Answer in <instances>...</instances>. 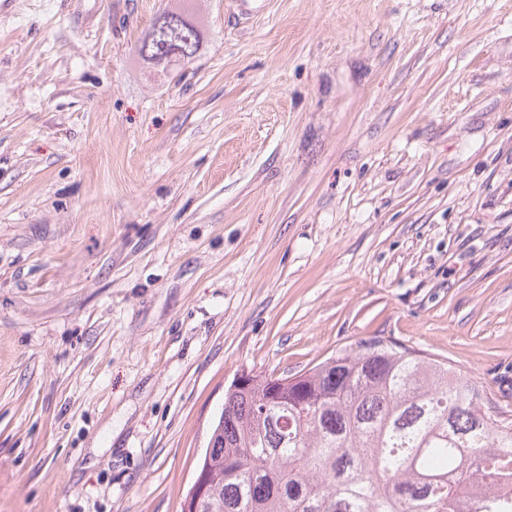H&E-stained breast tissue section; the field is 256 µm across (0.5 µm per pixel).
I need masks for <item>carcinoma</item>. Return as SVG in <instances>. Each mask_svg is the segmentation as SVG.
<instances>
[{
    "label": "carcinoma",
    "instance_id": "1",
    "mask_svg": "<svg viewBox=\"0 0 512 512\" xmlns=\"http://www.w3.org/2000/svg\"><path fill=\"white\" fill-rule=\"evenodd\" d=\"M194 0L160 13L137 44L170 72L198 54ZM446 363L374 338L301 374H249L224 396L187 512H465L488 474L510 488L480 512H512V421Z\"/></svg>",
    "mask_w": 512,
    "mask_h": 512
}]
</instances>
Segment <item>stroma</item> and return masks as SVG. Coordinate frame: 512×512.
I'll return each mask as SVG.
<instances>
[{"label":"stroma","mask_w":512,"mask_h":512,"mask_svg":"<svg viewBox=\"0 0 512 512\" xmlns=\"http://www.w3.org/2000/svg\"><path fill=\"white\" fill-rule=\"evenodd\" d=\"M0 0V512H181L241 371L374 337L512 415V0ZM182 1H187L183 3ZM160 13L137 44L138 55L150 66L161 61L170 73L187 67V52L198 54L202 33L194 17V1ZM182 18V24L174 17Z\"/></svg>","instance_id":"35a3bbf8"}]
</instances>
